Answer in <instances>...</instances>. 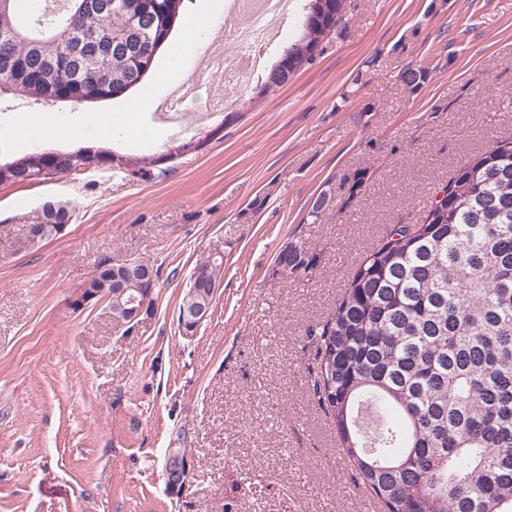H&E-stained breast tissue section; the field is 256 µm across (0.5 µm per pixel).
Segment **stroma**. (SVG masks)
Instances as JSON below:
<instances>
[{"label": "stroma", "mask_w": 512, "mask_h": 512, "mask_svg": "<svg viewBox=\"0 0 512 512\" xmlns=\"http://www.w3.org/2000/svg\"><path fill=\"white\" fill-rule=\"evenodd\" d=\"M206 40L170 63L162 47L145 90L94 103L0 99L20 114L81 127L127 100L182 87L183 124L138 114L123 138L41 136L46 151L83 147L170 160L165 178L115 167L0 186V512H367L307 368L308 326L331 317L350 276L389 225L413 224L436 188L472 154L512 138V0H347L322 55L280 91L199 121L215 91L193 85ZM430 69L409 91L398 73ZM167 80H159L161 72ZM361 188H354L356 177ZM333 205L306 216L320 193ZM70 215L65 233L31 245L46 205ZM319 257L284 278L287 244ZM154 263L153 301L135 326L107 302L75 307L99 263ZM223 260L207 319L180 334L178 308L200 262ZM186 486H167L172 454Z\"/></svg>", "instance_id": "obj_1"}]
</instances>
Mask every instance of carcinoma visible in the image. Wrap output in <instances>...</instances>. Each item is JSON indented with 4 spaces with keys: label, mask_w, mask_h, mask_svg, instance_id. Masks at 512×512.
Instances as JSON below:
<instances>
[{
    "label": "carcinoma",
    "mask_w": 512,
    "mask_h": 512,
    "mask_svg": "<svg viewBox=\"0 0 512 512\" xmlns=\"http://www.w3.org/2000/svg\"><path fill=\"white\" fill-rule=\"evenodd\" d=\"M59 15L0 0V97L46 93L80 102L115 99L141 85L146 64L183 18L184 0H148L99 15L92 0H64ZM346 0H304L300 35L269 70L258 96L276 92L310 65L312 44L343 19ZM90 41L97 61L71 55ZM429 70L398 79L418 90ZM113 154L39 148L0 163V184L112 165ZM275 262L312 270L297 245ZM222 263L195 268L178 310L185 336L195 308L211 307ZM309 370L356 479L385 512H512V140L467 160L432 197L419 224H394L360 261L333 317L318 329Z\"/></svg>",
    "instance_id": "1"
}]
</instances>
